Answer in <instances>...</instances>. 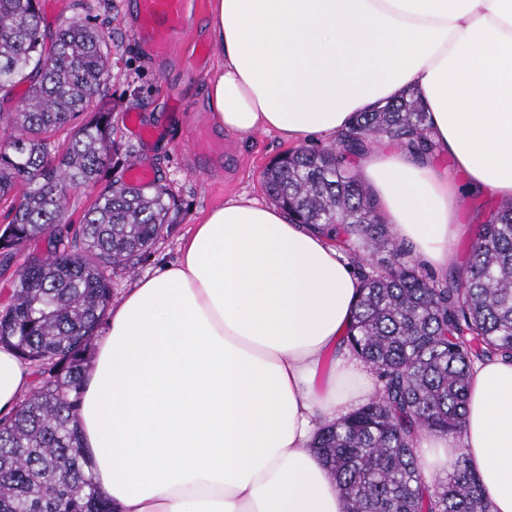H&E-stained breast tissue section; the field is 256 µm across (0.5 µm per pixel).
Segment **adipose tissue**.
I'll use <instances>...</instances> for the list:
<instances>
[{"label": "adipose tissue", "mask_w": 512, "mask_h": 512, "mask_svg": "<svg viewBox=\"0 0 512 512\" xmlns=\"http://www.w3.org/2000/svg\"><path fill=\"white\" fill-rule=\"evenodd\" d=\"M212 2L217 127L323 137L411 91L469 186L512 203V0ZM359 160L394 237L447 271L466 230L454 181L403 148ZM359 288L281 207L212 208L175 262L127 288L83 381L82 442L115 512H345L309 443L365 394L356 360L333 355ZM30 385L0 347V414ZM415 448L427 476L465 453L491 512H512V360L476 363L458 440L422 432Z\"/></svg>", "instance_id": "ef3b65f1"}]
</instances>
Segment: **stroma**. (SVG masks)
Masks as SVG:
<instances>
[{"instance_id":"obj_1","label":"stroma","mask_w":512,"mask_h":512,"mask_svg":"<svg viewBox=\"0 0 512 512\" xmlns=\"http://www.w3.org/2000/svg\"><path fill=\"white\" fill-rule=\"evenodd\" d=\"M192 2L189 35L168 60L159 62L133 39L135 0H82L78 8L73 0H40L45 31H54L77 13L112 37L106 99L118 154L115 166L104 169L102 183L125 174L129 162L137 159L153 168L156 181L172 192L180 209L177 224L159 238L146 261L113 275L117 297L138 278L175 261L194 224L214 206L231 198L267 203L263 173L273 160L294 148L274 132L241 138L215 128L207 88L218 68L217 54L209 55L202 75L190 74L195 46L212 42L208 30L212 0ZM201 127L222 143V152L203 157L191 150ZM453 178L460 190L459 221L468 227L454 244L456 263L464 267L478 226L491 218L500 203L493 196L468 190L465 173L454 171Z\"/></svg>"}]
</instances>
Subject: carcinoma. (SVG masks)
<instances>
[{
	"mask_svg": "<svg viewBox=\"0 0 512 512\" xmlns=\"http://www.w3.org/2000/svg\"><path fill=\"white\" fill-rule=\"evenodd\" d=\"M104 30L73 16L42 29L38 0H0V105L25 95L0 122L14 136L0 145V199L18 203L0 261L9 265L33 240L66 222L68 191L92 189L116 148L104 89L110 79ZM74 133L60 155L47 140ZM416 155L435 151L427 114L409 97L360 112L330 148H298L264 173L266 193L292 219L345 252L353 238L361 292L340 346L375 379L369 401L321 425L310 448L336 479L346 512H490L465 455L426 481L413 448L420 432L461 436L471 370L490 356L512 358V205L480 225L467 276L440 280L415 261L349 167L377 139ZM178 205L157 184L110 182L71 235L18 269L0 310V347L38 376L17 409L0 417V512H114L87 469L77 426L90 340L107 324L112 273L143 261Z\"/></svg>",
	"mask_w": 512,
	"mask_h": 512,
	"instance_id": "cac0c4a2",
	"label": "carcinoma"
}]
</instances>
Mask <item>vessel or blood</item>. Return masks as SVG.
Masks as SVG:
<instances>
[{
  "label": "vessel or blood",
  "instance_id": "vessel-or-blood-1",
  "mask_svg": "<svg viewBox=\"0 0 512 512\" xmlns=\"http://www.w3.org/2000/svg\"><path fill=\"white\" fill-rule=\"evenodd\" d=\"M188 0H137L134 37L154 58L169 57L188 28Z\"/></svg>",
  "mask_w": 512,
  "mask_h": 512
}]
</instances>
